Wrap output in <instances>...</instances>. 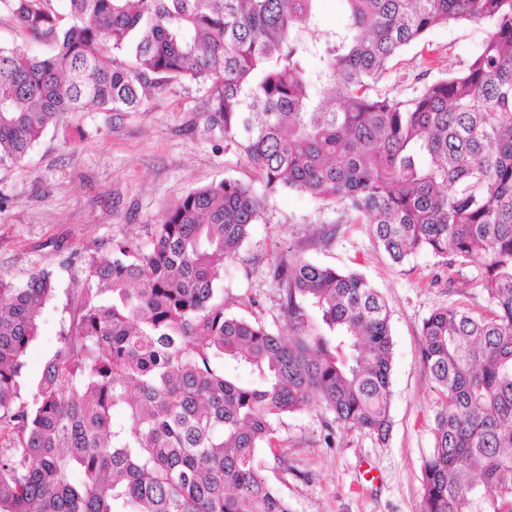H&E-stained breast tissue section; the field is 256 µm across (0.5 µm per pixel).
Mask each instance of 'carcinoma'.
I'll use <instances>...</instances> for the list:
<instances>
[{
    "label": "carcinoma",
    "mask_w": 512,
    "mask_h": 512,
    "mask_svg": "<svg viewBox=\"0 0 512 512\" xmlns=\"http://www.w3.org/2000/svg\"><path fill=\"white\" fill-rule=\"evenodd\" d=\"M63 2L0 0L19 37L0 46V167L67 112H133L147 89L190 82L263 191L196 189L148 243L85 256L29 400L23 357L56 284L0 273V512H292L258 460L281 461L285 417L315 406L386 440L390 310L360 273L280 261L286 334L226 312L224 265L279 189L373 225L396 264L483 260L493 308L423 322L440 407L420 512H512V0H342L348 22L320 48L317 0ZM464 20L487 36L462 68L404 99L378 89L395 54L422 42L430 64L429 36Z\"/></svg>",
    "instance_id": "carcinoma-1"
}]
</instances>
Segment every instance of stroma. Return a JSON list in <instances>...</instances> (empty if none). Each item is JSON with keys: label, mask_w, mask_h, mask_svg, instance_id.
I'll return each instance as SVG.
<instances>
[{"label": "stroma", "mask_w": 512, "mask_h": 512, "mask_svg": "<svg viewBox=\"0 0 512 512\" xmlns=\"http://www.w3.org/2000/svg\"><path fill=\"white\" fill-rule=\"evenodd\" d=\"M487 33L474 22L436 31L431 78L460 68ZM422 69L421 49L400 52L382 83L390 95L411 93ZM205 89L193 83L147 90L134 112H70L63 124L80 127L82 141L66 143L50 130L18 166L0 167V271L25 282L39 268L53 270L54 299L24 357L21 393L30 398L46 363L61 346L72 290L85 278L83 256L111 258L115 240L149 242L165 209L194 189L225 179L255 181L247 160L225 149L224 132L205 125ZM300 256L358 269L391 310L392 426L386 441L343 425L325 447L324 418L312 409L285 418L284 463L262 454L264 473L293 512H420L421 463L432 444L439 392L421 361V328L441 308H489L480 286L481 260L446 267L429 252L395 264L368 224H352L343 210L283 189L267 207L237 256L224 268L227 310L282 331L280 291L272 269Z\"/></svg>", "instance_id": "1"}]
</instances>
